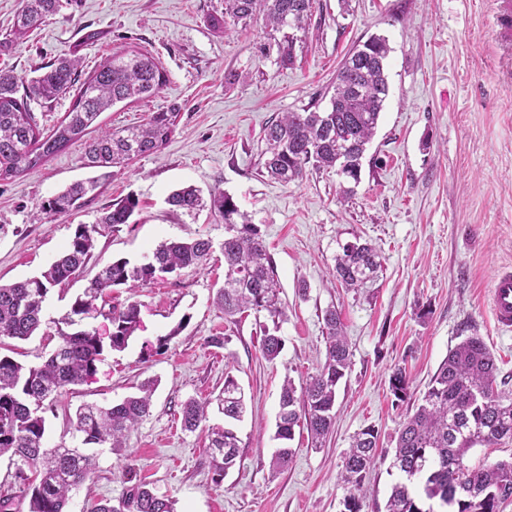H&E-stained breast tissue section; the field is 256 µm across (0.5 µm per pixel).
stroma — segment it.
Masks as SVG:
<instances>
[{
  "label": "stroma",
  "instance_id": "35a3bbf8",
  "mask_svg": "<svg viewBox=\"0 0 512 512\" xmlns=\"http://www.w3.org/2000/svg\"><path fill=\"white\" fill-rule=\"evenodd\" d=\"M224 0H70L12 52L0 68L29 77L79 48L86 77L113 53H151L167 75L153 98L120 103L101 119L112 128L137 125L153 112H173L176 129L163 148L124 167H85L76 143L36 172L0 181V283L33 276L62 252L75 228L92 225L126 195L140 207L131 223L97 237L83 276L51 290L47 315L62 316L87 279L107 262L136 260L167 239H211L203 268L167 275L152 285L117 288L108 301L139 302L142 327L127 349L105 351L95 377L72 387L46 411L48 446L76 443L80 405L108 406L158 379L149 416L122 451L99 452L91 490L73 493L69 512H90L118 498L124 473L175 502L177 512H343L340 482L353 436L372 427L379 455L361 512H384L400 474L392 466L399 426L413 410L450 349L481 337L494 354L499 390L512 393V333L492 317L494 275L512 268V59L494 39L490 0H316L297 31L295 61L280 66L262 54L272 31L262 18L215 30ZM102 39L83 43L90 31ZM384 36L389 97L363 161L362 179L344 197L335 172L307 171L288 186L260 173L263 129L282 112L329 103V85L345 55L372 35ZM238 74L228 83L229 74ZM100 178L70 215L53 218L43 202L78 180ZM230 194L258 224L281 284L287 319L275 361L259 350L254 316L227 321L214 298L224 282V223L210 210L189 215L170 206L183 186ZM372 243L383 257L373 283L354 294L333 287L340 243ZM309 292L299 297L297 286ZM341 314L352 364L338 385L336 422L324 446L295 432L288 468L271 473L279 393L285 378L302 382L325 359L323 313ZM166 340L163 354L148 346ZM58 343L54 327L25 341H0L23 364H41ZM410 382L395 399V366ZM232 374L246 396L237 426L236 466L212 480L209 440L184 431L181 407L207 399Z\"/></svg>",
  "mask_w": 512,
  "mask_h": 512
}]
</instances>
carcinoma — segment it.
<instances>
[{
    "mask_svg": "<svg viewBox=\"0 0 512 512\" xmlns=\"http://www.w3.org/2000/svg\"><path fill=\"white\" fill-rule=\"evenodd\" d=\"M12 29L0 36V54L9 52L47 17L56 14L62 0H22ZM314 0H224V12L215 25L247 24L263 15L274 31L283 32L276 42L281 65L292 63L294 36L312 14ZM387 41L373 37L351 52L342 63L332 86L329 106L285 112L264 128L265 149L261 173L288 185L301 181L308 167L336 169L348 181L359 182L362 159L378 126L389 85ZM82 57L71 51L26 80L12 70L0 69V180L38 169L70 144L84 141L90 167L107 168L156 153L175 131L177 113L154 112L142 124L118 130L102 129L89 137L100 115L120 102L145 101L166 83V73L147 52L114 53L92 69L81 83L68 112L52 128H41L32 104H48L70 92ZM97 182H75L51 196L42 210L54 217L67 215ZM167 202L190 215L205 207L200 191L186 187L172 192ZM139 207L130 194L112 205L99 221L79 224L61 255L40 273L9 285L0 284V338L27 340L45 324L44 302L57 285L69 282L84 268L95 237L128 224ZM210 209L224 221V285L218 299L224 315L264 314L260 351L268 360L283 349L279 335L286 312L280 299V282L258 225L241 211L233 197L210 193ZM213 249L212 241L170 239L152 254L132 262L119 258L104 264L69 310L51 320L59 343L38 366H26L0 354V456L14 458L12 491L0 492V512H17L28 501V512H67L70 493L95 469L96 448L118 451L127 437L151 411L155 382L109 407L93 404L76 411L74 430L81 445L48 448L45 444L44 406L57 402L73 386L89 382L97 373L105 350L122 351L141 328V304L130 302L103 313L98 300L112 289L131 285L146 287L164 274L199 269ZM383 258L368 243L347 242L336 256V281L352 290L374 281ZM105 315L111 335L104 338L83 321ZM326 358L316 372L297 387L287 377L281 387L275 438L281 442L272 455V469L280 471L292 461L289 445L295 428L306 424L315 445L331 434L336 416V388L351 365L352 353L336 308L323 315ZM498 366L484 341L468 336L451 349L432 376L413 413L398 430L392 467L401 480L391 487L385 512H500L512 498V456L482 465L469 462L476 447L492 448L512 443V395L497 388ZM394 397L409 396V380L402 368L390 376ZM216 404L224 424L208 425L209 408ZM246 404L237 379L224 376V388L216 401L190 398L182 404V425L189 432L207 431L212 459V480L220 483L235 466L240 439L235 423L242 421ZM377 432L367 427L358 432L345 453L342 482L347 494L344 512H360L365 481L375 459ZM128 486L117 502L104 500L91 512H175L174 501L157 495L127 472ZM428 507H423L424 502Z\"/></svg>",
    "mask_w": 512,
    "mask_h": 512,
    "instance_id": "cac0c4a2",
    "label": "carcinoma"
}]
</instances>
